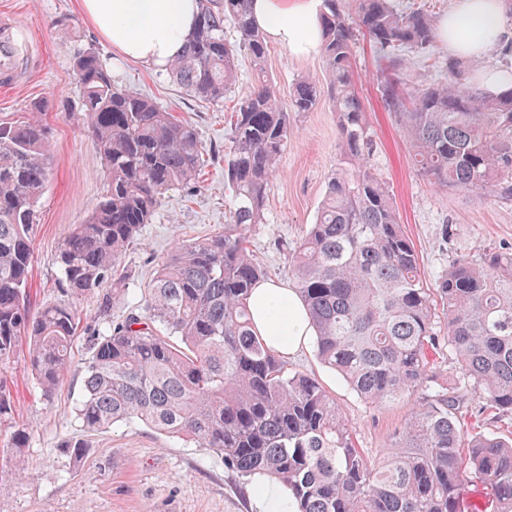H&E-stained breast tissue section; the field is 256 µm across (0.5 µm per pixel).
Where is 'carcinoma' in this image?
Instances as JSON below:
<instances>
[{
	"instance_id": "cac0c4a2",
	"label": "carcinoma",
	"mask_w": 512,
	"mask_h": 512,
	"mask_svg": "<svg viewBox=\"0 0 512 512\" xmlns=\"http://www.w3.org/2000/svg\"><path fill=\"white\" fill-rule=\"evenodd\" d=\"M249 4L199 0L195 30L167 70L190 96L216 107L235 84L239 54L257 74L229 118L228 224L158 263L125 315L114 314L132 281L122 258L162 195L195 188L207 154L195 127L119 86L98 51L75 59L104 190L58 247L56 297L35 304L29 281L36 206L51 175L50 128L37 115L0 122V368L27 341L25 367L50 396L71 369L78 304L92 294L97 309L75 406L83 432L142 423L207 450L241 478L243 494L258 488V476L285 485L292 512H464L474 477L493 491L496 512H512V437L465 428L475 413L512 416V250L453 260L438 278L436 312L392 194L368 165L353 49L366 38L389 59L402 48L428 53L432 17L391 0H354L351 15L346 0H324L326 80H297L286 107L264 78L268 43ZM226 21L237 33L233 42L224 37ZM324 92L338 118L340 166L306 235L279 247L309 313L317 361L368 405L417 398L401 436L378 460L357 447L319 379L289 369L257 335L247 303L266 279L247 232L265 221L268 186L291 136L288 111H311ZM383 95L399 105V80L386 76ZM411 98L401 116L418 171L441 188L511 200L512 89L469 86L456 61L448 79ZM444 350L455 376L441 384L433 356ZM0 430L21 480L30 432L14 420L1 376ZM65 447L78 464L89 444L73 437Z\"/></svg>"
}]
</instances>
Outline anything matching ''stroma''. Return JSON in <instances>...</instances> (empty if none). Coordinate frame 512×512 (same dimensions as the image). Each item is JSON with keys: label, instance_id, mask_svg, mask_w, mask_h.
Returning a JSON list of instances; mask_svg holds the SVG:
<instances>
[{"label": "stroma", "instance_id": "stroma-1", "mask_svg": "<svg viewBox=\"0 0 512 512\" xmlns=\"http://www.w3.org/2000/svg\"><path fill=\"white\" fill-rule=\"evenodd\" d=\"M1 10L17 16L22 37L38 43L44 54L41 72L26 86L0 91V119H28L39 103L52 129L53 170L37 204L33 297L55 296L58 246L70 225L82 223L103 193L104 162L82 128L75 57L90 48L99 51L119 83L192 123L209 154L197 191L177 186L165 193L150 224L143 226L139 245L124 255L122 263L136 284L115 308L116 314H123L139 301V284L150 279L158 262L170 258L176 246L207 237L227 224L231 195L224 186V120L238 96L251 88L255 72L249 59L240 58L236 84L223 107H208L186 95L167 75L118 57L86 21L79 0H0ZM450 59L447 48L438 43L424 55L399 51L392 64L408 90L444 78ZM388 64L373 43L358 44L354 71L372 139L369 165L391 190L403 229L419 255L423 283L432 288L453 259L490 247L512 248V201L438 188L413 167L401 119L379 88L380 73ZM265 68L283 98L300 77L324 74L321 54L298 56L275 43L269 46ZM290 120L293 133L269 183L266 221L248 233L254 259L266 269L268 280L279 282L288 281L289 263L277 244L298 241L313 223L341 154L337 117L329 100L312 111L291 113ZM95 311V298L85 297L79 306L83 329L73 346L72 372L51 397L42 396L22 362L6 371L14 417L31 433L30 477L0 495V512H258L221 462L201 448L138 423L88 435L83 463L73 464L62 443L80 434L74 408L87 352L85 327ZM288 366L316 374L368 456L382 454L402 433L413 400L366 405L337 374L317 362L310 345L289 358Z\"/></svg>", "mask_w": 512, "mask_h": 512}]
</instances>
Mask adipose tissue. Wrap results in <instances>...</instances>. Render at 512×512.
<instances>
[{
    "mask_svg": "<svg viewBox=\"0 0 512 512\" xmlns=\"http://www.w3.org/2000/svg\"><path fill=\"white\" fill-rule=\"evenodd\" d=\"M87 21L120 56L166 72L193 33L197 0H81ZM255 25L267 39L306 55L321 45L322 0H252ZM450 54L483 58L497 43L512 39L500 0H455L437 24ZM248 305L257 333L282 356L294 355L313 334L308 312L293 288L265 281L253 289Z\"/></svg>",
    "mask_w": 512,
    "mask_h": 512,
    "instance_id": "1",
    "label": "adipose tissue"
}]
</instances>
